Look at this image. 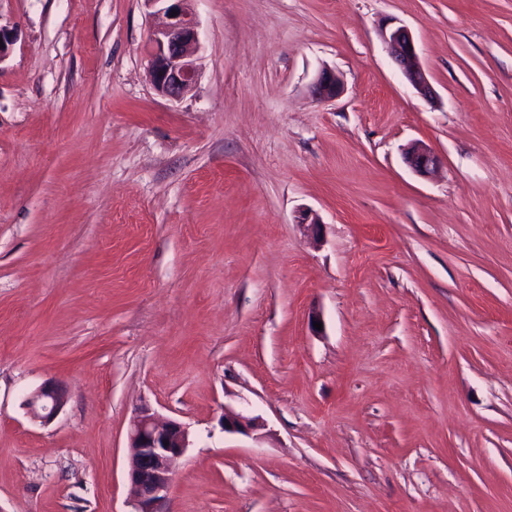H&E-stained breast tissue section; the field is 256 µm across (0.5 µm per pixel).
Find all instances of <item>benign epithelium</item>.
I'll return each instance as SVG.
<instances>
[{
	"label": "benign epithelium",
	"mask_w": 512,
	"mask_h": 512,
	"mask_svg": "<svg viewBox=\"0 0 512 512\" xmlns=\"http://www.w3.org/2000/svg\"><path fill=\"white\" fill-rule=\"evenodd\" d=\"M143 2L166 18L150 37L149 81L160 94L179 100L193 89L200 72L198 22L190 7L191 0ZM383 39L390 57L410 84L420 94L430 95L411 31L397 26L386 32ZM310 91L315 99L330 101L340 94L341 80L336 72L323 69ZM404 159L421 176L433 174L440 165L439 157L421 143L408 147ZM64 404L65 393L54 384L39 387L26 399L31 414L43 420L52 418ZM224 424L227 433L245 434L256 427L255 419L239 414L224 416ZM128 442V477L136 495V512H163L162 505L175 476L173 463L189 447V431L180 422L161 421L150 409L142 408L130 421Z\"/></svg>",
	"instance_id": "benign-epithelium-1"
}]
</instances>
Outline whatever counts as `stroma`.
Masks as SVG:
<instances>
[{
	"label": "stroma",
	"mask_w": 512,
	"mask_h": 512,
	"mask_svg": "<svg viewBox=\"0 0 512 512\" xmlns=\"http://www.w3.org/2000/svg\"><path fill=\"white\" fill-rule=\"evenodd\" d=\"M192 8L172 101L143 0H0V512H135L144 404L192 441L167 512H512V0ZM388 53L394 63L422 95H431V89L425 73L418 63L416 43L411 31L405 26L391 28L383 35ZM341 88V80L336 72L322 69L314 79L310 91L316 100L330 101L340 94ZM404 159L409 167L421 176L433 174L440 165L439 157L421 143H415L408 147ZM65 404V393L54 384H45L26 399V406L35 418L48 420Z\"/></svg>",
	"instance_id": "stroma-1"
}]
</instances>
